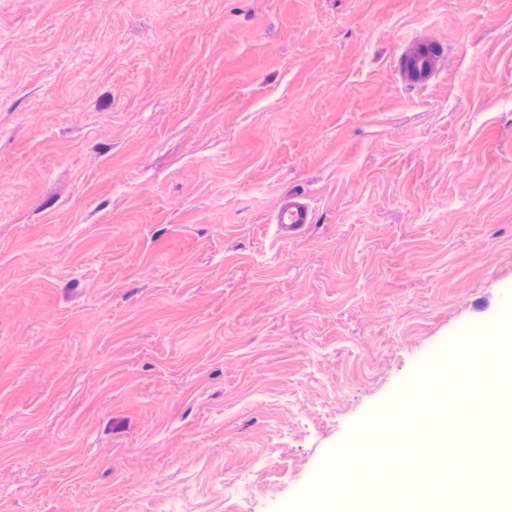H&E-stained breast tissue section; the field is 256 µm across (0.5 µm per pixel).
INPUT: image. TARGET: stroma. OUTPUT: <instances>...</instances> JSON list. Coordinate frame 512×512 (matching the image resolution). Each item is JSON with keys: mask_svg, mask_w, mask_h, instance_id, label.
<instances>
[{"mask_svg": "<svg viewBox=\"0 0 512 512\" xmlns=\"http://www.w3.org/2000/svg\"><path fill=\"white\" fill-rule=\"evenodd\" d=\"M510 334L512 0H0V512H317ZM404 57L408 63L404 77L419 85L429 83L436 77L441 67L438 57L431 55L421 46L409 48ZM313 212L307 198L300 193L282 194L273 208L276 233L288 239L312 222Z\"/></svg>", "mask_w": 512, "mask_h": 512, "instance_id": "stroma-1", "label": "stroma"}]
</instances>
